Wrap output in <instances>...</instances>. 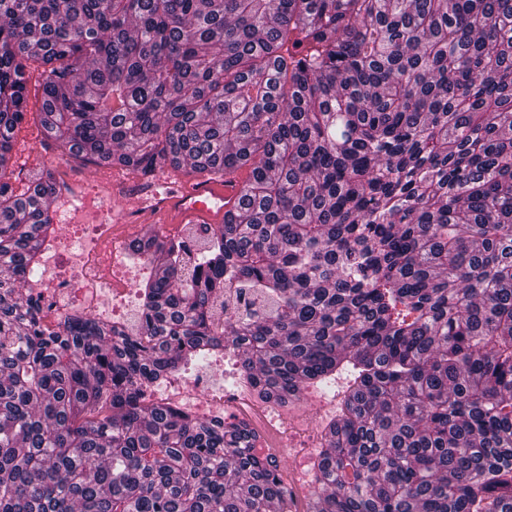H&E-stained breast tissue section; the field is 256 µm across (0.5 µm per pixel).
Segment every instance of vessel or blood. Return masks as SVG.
<instances>
[{"label": "vessel or blood", "mask_w": 512, "mask_h": 512, "mask_svg": "<svg viewBox=\"0 0 512 512\" xmlns=\"http://www.w3.org/2000/svg\"><path fill=\"white\" fill-rule=\"evenodd\" d=\"M249 173V166L244 165L221 179L184 177L176 186L171 185L169 173L159 174L158 185L168 189L159 212L171 227L223 223L225 212L237 206Z\"/></svg>", "instance_id": "obj_1"}]
</instances>
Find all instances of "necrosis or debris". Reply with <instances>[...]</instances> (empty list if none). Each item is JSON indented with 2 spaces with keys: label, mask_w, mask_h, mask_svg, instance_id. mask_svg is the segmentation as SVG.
<instances>
[{
  "label": "necrosis or debris",
  "mask_w": 512,
  "mask_h": 512,
  "mask_svg": "<svg viewBox=\"0 0 512 512\" xmlns=\"http://www.w3.org/2000/svg\"><path fill=\"white\" fill-rule=\"evenodd\" d=\"M137 231V225L113 222L111 208L97 196L81 198L67 209L63 233L47 251L36 283L44 301L46 326L57 327L72 312L89 316L108 309L113 319L129 318L137 274L122 268L119 261L129 252ZM153 398L193 409L207 419L248 422L260 436L256 454L291 459L292 471L285 483L295 502L293 512H307L313 490L300 477L316 447V436L305 413H284L245 387L213 389L208 377L179 369L160 384Z\"/></svg>",
  "instance_id": "obj_1"
}]
</instances>
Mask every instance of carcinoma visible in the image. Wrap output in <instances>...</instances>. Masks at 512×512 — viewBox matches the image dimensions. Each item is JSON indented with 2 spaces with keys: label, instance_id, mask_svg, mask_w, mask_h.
<instances>
[{
  "label": "carcinoma",
  "instance_id": "cac0c4a2",
  "mask_svg": "<svg viewBox=\"0 0 512 512\" xmlns=\"http://www.w3.org/2000/svg\"><path fill=\"white\" fill-rule=\"evenodd\" d=\"M31 57L70 158L251 164L197 252L133 245L132 326L17 293L69 192L9 189ZM228 349L263 401L347 380L312 512H512V0H0V512H291L247 424L149 399Z\"/></svg>",
  "mask_w": 512,
  "mask_h": 512
}]
</instances>
